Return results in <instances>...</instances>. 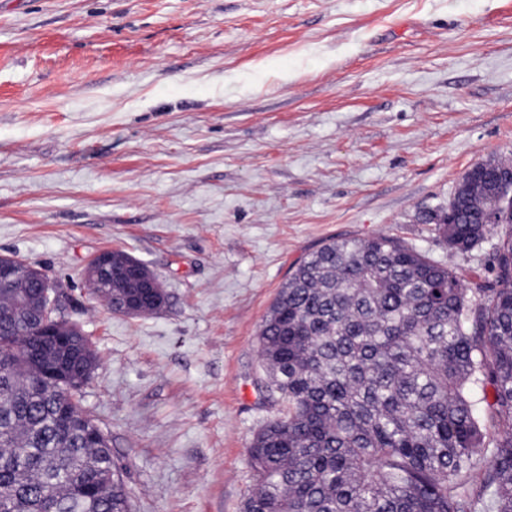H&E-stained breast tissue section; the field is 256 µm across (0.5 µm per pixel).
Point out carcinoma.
<instances>
[{"label":"carcinoma","mask_w":512,"mask_h":512,"mask_svg":"<svg viewBox=\"0 0 512 512\" xmlns=\"http://www.w3.org/2000/svg\"><path fill=\"white\" fill-rule=\"evenodd\" d=\"M428 219L448 247L481 245L499 214L495 278L457 272L390 236L309 254L260 327L259 354L288 402L254 436L243 512H512V205L462 178ZM133 257L88 282L117 303ZM36 284L0 285V512H131L108 439L70 380L98 365L42 333Z\"/></svg>","instance_id":"1"}]
</instances>
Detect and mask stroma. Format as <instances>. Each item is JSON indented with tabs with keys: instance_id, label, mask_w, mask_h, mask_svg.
I'll use <instances>...</instances> for the list:
<instances>
[{
	"instance_id": "1",
	"label": "stroma",
	"mask_w": 512,
	"mask_h": 512,
	"mask_svg": "<svg viewBox=\"0 0 512 512\" xmlns=\"http://www.w3.org/2000/svg\"><path fill=\"white\" fill-rule=\"evenodd\" d=\"M512 158V0H0V255L60 281L98 366L82 406L132 512H242L288 403L256 336L323 243L391 235L492 281V229L426 214ZM122 250L168 299L94 300Z\"/></svg>"
}]
</instances>
